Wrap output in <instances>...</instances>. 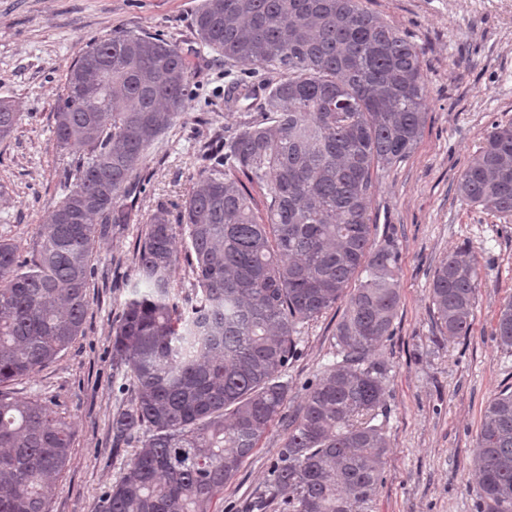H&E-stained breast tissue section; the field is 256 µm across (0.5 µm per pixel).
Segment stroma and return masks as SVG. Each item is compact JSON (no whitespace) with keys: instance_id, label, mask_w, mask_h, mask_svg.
Listing matches in <instances>:
<instances>
[{"instance_id":"1","label":"stroma","mask_w":512,"mask_h":512,"mask_svg":"<svg viewBox=\"0 0 512 512\" xmlns=\"http://www.w3.org/2000/svg\"><path fill=\"white\" fill-rule=\"evenodd\" d=\"M201 0H0V100L15 105L14 132L0 139V238L29 254L49 210L64 195L72 152L54 134V108L68 67L97 39L124 31L159 33L187 56L186 115L147 151V186L136 221L98 248L87 290L85 333L34 376L7 389L56 402L74 424L70 461L49 512H98L101 493L122 475L128 448L112 445V421L134 396L112 364V330L137 283L133 253L157 203H182L203 168L205 148H223L239 115L224 90L239 68L200 48L193 16ZM421 50L426 122L415 150L375 171L370 221L399 250L401 301L393 334L375 359L388 366L387 405L377 421L389 441L383 481L367 512H486L476 493L473 454L485 406L512 385V352L495 337L512 299V219L458 195L459 174L493 125L512 124V0H361ZM477 260L478 298L469 336L438 332L429 300L432 275L448 252ZM337 303L305 324L284 373L289 408L334 361ZM286 435L273 424L224 487L214 512H247L268 498L271 467Z\"/></svg>"}]
</instances>
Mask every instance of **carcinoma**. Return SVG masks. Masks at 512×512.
<instances>
[{
  "instance_id": "cac0c4a2",
  "label": "carcinoma",
  "mask_w": 512,
  "mask_h": 512,
  "mask_svg": "<svg viewBox=\"0 0 512 512\" xmlns=\"http://www.w3.org/2000/svg\"><path fill=\"white\" fill-rule=\"evenodd\" d=\"M193 25L202 46L248 73L224 90L240 121L224 149L205 153L177 223L158 206L135 250L147 288L125 302L112 336V361L135 385L112 441L135 452L100 512H214L283 417L297 334L342 300L335 360L288 420L270 483L286 512H364L388 448L375 424L386 368L368 358L393 334L401 300L397 244L370 223L373 173L420 140V50L360 0H202ZM186 72L178 45L127 32L91 44L67 69L55 134L78 156L66 194L29 257L0 240V512H48L74 438L53 401L13 400L4 387L83 335L96 247L132 223L147 151L185 114ZM99 96L109 111L91 109ZM17 122L0 101V137ZM249 183L266 190L261 214ZM457 189L512 217V124L487 132ZM181 249L195 277L182 304L173 294ZM477 280L464 248L435 270L430 301L443 336L469 335ZM496 339L512 352L511 300ZM474 466L487 512H512L508 387L484 409Z\"/></svg>"
}]
</instances>
